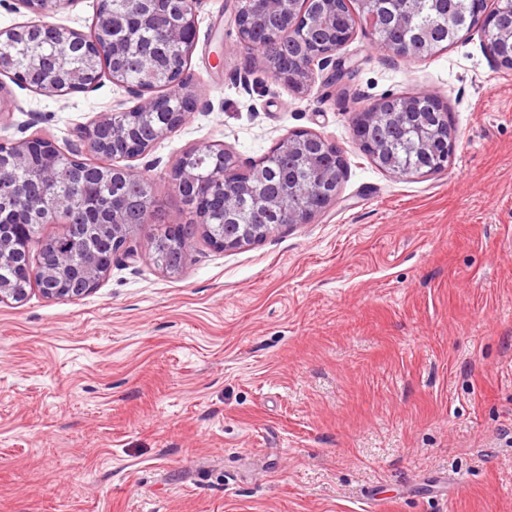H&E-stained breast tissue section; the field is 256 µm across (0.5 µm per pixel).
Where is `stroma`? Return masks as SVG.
Returning <instances> with one entry per match:
<instances>
[{"label":"stroma","mask_w":512,"mask_h":512,"mask_svg":"<svg viewBox=\"0 0 512 512\" xmlns=\"http://www.w3.org/2000/svg\"><path fill=\"white\" fill-rule=\"evenodd\" d=\"M343 84L305 93L203 0L185 69L199 105L135 165L159 224L138 225L99 287L0 302V512H512V70L479 29L406 61L364 32ZM0 138L134 106L102 80L42 95L6 81ZM428 91L458 138L445 170L381 171L354 113ZM310 130L341 150L337 199L243 249L190 241L163 273L150 243L190 221L168 174L201 144L241 163Z\"/></svg>","instance_id":"35a3bbf8"}]
</instances>
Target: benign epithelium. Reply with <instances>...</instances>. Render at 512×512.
<instances>
[{"label": "benign epithelium", "mask_w": 512, "mask_h": 512, "mask_svg": "<svg viewBox=\"0 0 512 512\" xmlns=\"http://www.w3.org/2000/svg\"><path fill=\"white\" fill-rule=\"evenodd\" d=\"M67 0H22L34 14V18L14 27L0 30V45L10 47L25 36L44 40L64 41L71 46L84 49V71L87 84L83 90L94 89L102 77H108L113 84L127 87L123 80L122 59L125 56L130 37L117 33L108 23L105 13L96 16L90 34L63 27L47 20L49 14L64 8ZM242 0H225L224 9L233 15L239 42L256 48L254 59L263 62L275 79L294 91L300 92L316 78V70L331 69V79L344 78L351 71L337 51L355 35L357 26L368 29L371 34L387 29L402 35V40H385L384 52L406 60H416L433 55L431 40L417 23L419 0H398L394 10L386 7L382 0H259L261 8L252 12L241 7ZM201 0H179L178 4L160 16L164 39L181 47V54L174 67L173 85L178 90L179 105L172 107L166 99L154 94L144 96V91L134 90L139 102L125 109L115 108L112 112L97 116L85 124L77 135V142L63 151L54 141L46 139L36 143L30 139L13 142L0 141V148L7 151L16 165L24 163L30 150L36 148L43 156V165L38 175L27 185L18 184L14 179L0 175V198L13 201L26 195L38 202L51 200L53 207L64 213V217L51 220L64 226V233L82 241L95 236L112 239V252H118L135 225L126 224L121 215L112 213L106 220L96 224H79L70 215L72 203L55 195V176L59 166L65 162L78 163L83 153L106 155L121 151L126 159L133 160L143 154L147 147L142 143L135 122L123 117L131 114H149L166 109L165 120L157 132L162 138L182 126L188 115L186 111L197 106L198 97L184 77L186 62L192 54L196 38V16ZM473 25L482 31L498 26V38L494 42L483 40L485 53L496 64L512 69V26L499 25V15L492 12L478 14ZM0 75H7L15 82L37 93L58 96L70 92L69 82L63 63L55 66V73L44 83H35L20 73H13L9 55L0 54ZM430 106L433 120L429 126L419 123V104ZM414 126L420 150H426L436 143L444 145L443 163L439 170L448 165L457 140L456 130L448 123V113L439 99L428 91L412 93L406 97H386L363 112L355 113L353 134L360 147L369 151L377 165H388V154L383 140L374 136L381 129L383 120ZM273 151L287 156L298 163L316 161L319 164L320 188L312 191L299 182L289 179L281 181L278 193L271 197L259 189L263 172L255 170L251 181L231 180L224 183V209L232 214L231 202L237 197H249L253 202L254 217L274 209L288 210L289 224H308L336 201L338 186L344 169V158L336 144L324 136L299 131L281 138ZM171 181L181 193L193 191L200 185L199 177L189 158H183L179 167L171 170ZM281 228L277 224H226L219 236L211 239L213 247L233 251L252 245ZM30 230L22 225H0V263L16 262L17 282L20 288L0 284V302L21 301L27 294L23 285L37 284L42 294L50 299H73L93 292L108 273L112 259L102 260L87 250V257L77 261L69 253L57 255L48 267L32 268L27 257V242Z\"/></svg>", "instance_id": "1"}]
</instances>
